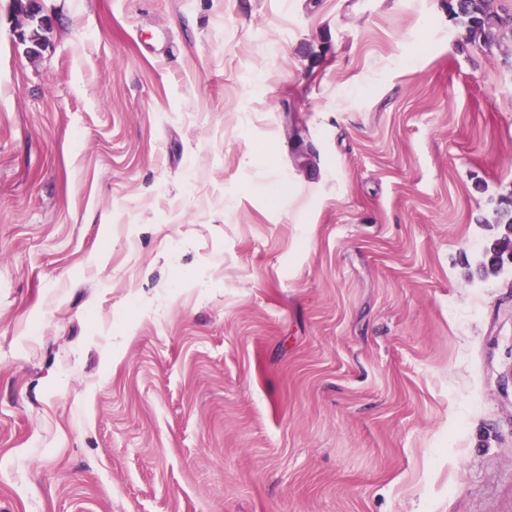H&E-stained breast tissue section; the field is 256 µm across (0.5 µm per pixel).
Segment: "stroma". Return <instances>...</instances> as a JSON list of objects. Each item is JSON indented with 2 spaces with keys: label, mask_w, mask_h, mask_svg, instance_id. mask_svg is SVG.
<instances>
[{
  "label": "stroma",
  "mask_w": 512,
  "mask_h": 512,
  "mask_svg": "<svg viewBox=\"0 0 512 512\" xmlns=\"http://www.w3.org/2000/svg\"><path fill=\"white\" fill-rule=\"evenodd\" d=\"M0 0V512H512V64L446 0Z\"/></svg>",
  "instance_id": "stroma-1"
}]
</instances>
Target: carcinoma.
<instances>
[{"label":"carcinoma","mask_w":512,"mask_h":512,"mask_svg":"<svg viewBox=\"0 0 512 512\" xmlns=\"http://www.w3.org/2000/svg\"><path fill=\"white\" fill-rule=\"evenodd\" d=\"M448 17L463 29L468 43L491 55L512 34V9L495 8L492 0H448Z\"/></svg>","instance_id":"obj_1"}]
</instances>
